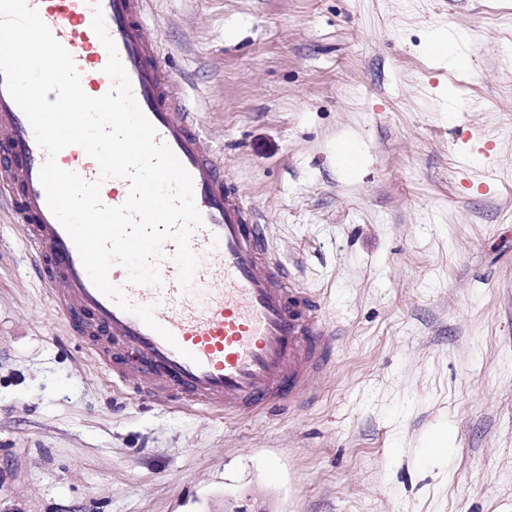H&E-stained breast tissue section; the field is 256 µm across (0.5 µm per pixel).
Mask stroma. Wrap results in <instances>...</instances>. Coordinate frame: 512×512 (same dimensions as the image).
<instances>
[{"instance_id": "obj_1", "label": "stroma", "mask_w": 512, "mask_h": 512, "mask_svg": "<svg viewBox=\"0 0 512 512\" xmlns=\"http://www.w3.org/2000/svg\"><path fill=\"white\" fill-rule=\"evenodd\" d=\"M145 10L333 363L274 413L143 403L68 336L1 203L0 512H512V0ZM444 30L466 70L425 50Z\"/></svg>"}]
</instances>
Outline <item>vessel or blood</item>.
<instances>
[{"label": "vessel or blood", "mask_w": 512, "mask_h": 512, "mask_svg": "<svg viewBox=\"0 0 512 512\" xmlns=\"http://www.w3.org/2000/svg\"><path fill=\"white\" fill-rule=\"evenodd\" d=\"M74 59L84 91L98 97L113 86L108 55L94 33L101 9L108 35L131 83L134 99L193 182L202 224L191 238L200 267L188 287L177 280L174 242L164 245L162 285L129 283L122 266L110 282L137 305H154L156 320L174 335L166 343L136 315L121 310L91 281L79 252L50 212L39 172L47 155L22 110L0 85V188L6 190L37 260L39 279L89 359L117 382L159 405L179 404L239 416L290 405L312 392L326 369L335 338L319 300L291 287L288 271L266 250L258 213L228 182L224 167L202 143L195 115L166 71L159 35L144 0H27ZM56 161L84 179L97 163L78 146ZM123 178L107 179L104 204H122Z\"/></svg>", "instance_id": "1"}]
</instances>
